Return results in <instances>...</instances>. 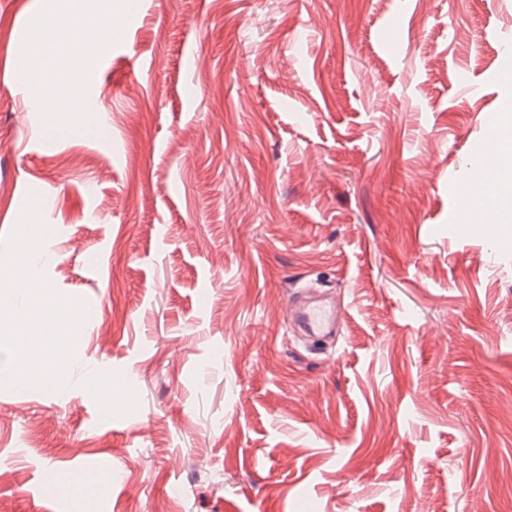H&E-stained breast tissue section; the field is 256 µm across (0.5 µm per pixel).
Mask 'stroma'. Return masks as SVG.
Returning <instances> with one entry per match:
<instances>
[{"mask_svg":"<svg viewBox=\"0 0 512 512\" xmlns=\"http://www.w3.org/2000/svg\"><path fill=\"white\" fill-rule=\"evenodd\" d=\"M43 9L0 0V240L37 198L89 314L64 389L0 391V512H512V223L451 193L512 0H112L98 112L38 144ZM289 321L296 322L308 336L335 335L336 323L343 311L336 305L328 306L319 302L298 304L290 301L287 308Z\"/></svg>","mask_w":512,"mask_h":512,"instance_id":"stroma-1","label":"stroma"}]
</instances>
